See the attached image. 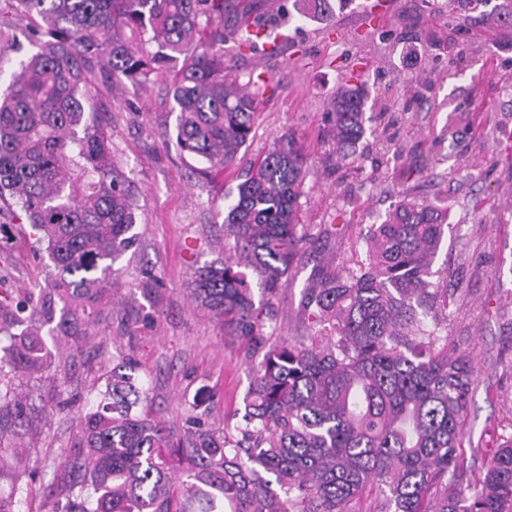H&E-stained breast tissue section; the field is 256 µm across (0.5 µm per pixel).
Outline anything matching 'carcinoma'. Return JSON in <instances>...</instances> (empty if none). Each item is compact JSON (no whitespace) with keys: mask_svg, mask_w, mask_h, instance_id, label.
Listing matches in <instances>:
<instances>
[{"mask_svg":"<svg viewBox=\"0 0 512 512\" xmlns=\"http://www.w3.org/2000/svg\"><path fill=\"white\" fill-rule=\"evenodd\" d=\"M326 23L332 0H304ZM491 0H458L464 17ZM229 0H0V55L33 48L0 93V202L28 224L54 264L51 285L0 296V512H20L38 474L52 469L48 512H512V435L485 444L475 474L464 431L471 357L448 348L447 268L435 267L448 209L403 195L363 235L362 255L328 260L299 301L306 336H276L277 302L312 237L299 223L308 154L292 133L256 157L222 228L234 252L197 268L196 307L236 337L251 373L235 432L200 416L154 415L136 361L98 350L105 390L79 418L73 452L29 466L33 407L15 379L68 371L93 340L80 326L112 303L116 262L138 240L135 204L112 162L89 85L99 76L145 83L173 72L176 141L207 177L234 165L257 109L231 75L239 51L279 32L243 7L224 29ZM364 84H340L328 133L340 159L364 137ZM83 134H78L77 128ZM260 297H255V294Z\"/></svg>","mask_w":512,"mask_h":512,"instance_id":"carcinoma-1","label":"carcinoma"}]
</instances>
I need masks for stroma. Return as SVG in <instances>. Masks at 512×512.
Instances as JSON below:
<instances>
[{"instance_id":"35a3bbf8","label":"stroma","mask_w":512,"mask_h":512,"mask_svg":"<svg viewBox=\"0 0 512 512\" xmlns=\"http://www.w3.org/2000/svg\"><path fill=\"white\" fill-rule=\"evenodd\" d=\"M259 2L262 22L283 39L278 56L246 51L235 60V75L253 81L258 95L248 157L286 132L306 141L301 221L318 238L335 229L331 250L340 263L360 251L369 225L386 218L392 194L409 191L447 207L448 234L436 262L448 267V341L469 353L477 369L466 430L476 443L511 434L512 27L491 13L455 32L460 12L453 0H396L393 13L369 29L361 25L360 0H352L337 10L331 30L308 17H285L275 0ZM409 41L423 49L420 60H401ZM348 68L374 95L397 98L411 81L428 83L422 105L390 115V152L369 132L340 162L334 142L318 136ZM169 81L162 73L143 86L126 81L91 89L98 111L110 116L112 160L130 182L140 234L135 250L118 262L109 334L147 373L159 418L181 422L203 413L231 429L235 423L224 414L242 407L249 368L237 342L194 308L191 288L195 268L230 255L221 229L224 196L235 192L240 170L198 175L197 162L176 145ZM422 165L432 166L430 177L403 180L404 171ZM6 235L1 290L14 294L54 277L28 225H7ZM320 259L310 252L293 272L278 303L282 335H302L295 310ZM146 268L160 279V290L146 288ZM101 375L90 344L68 372L20 379V392L48 410L32 460L70 453L71 421L95 407L90 388Z\"/></svg>"}]
</instances>
